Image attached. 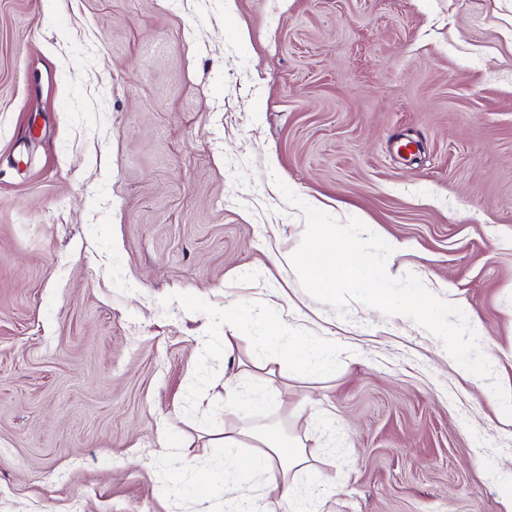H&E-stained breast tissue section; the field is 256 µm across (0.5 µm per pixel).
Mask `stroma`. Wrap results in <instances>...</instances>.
Instances as JSON below:
<instances>
[{"instance_id": "obj_1", "label": "stroma", "mask_w": 512, "mask_h": 512, "mask_svg": "<svg viewBox=\"0 0 512 512\" xmlns=\"http://www.w3.org/2000/svg\"><path fill=\"white\" fill-rule=\"evenodd\" d=\"M285 186L461 306L492 379L309 295ZM228 319L284 371L247 421L306 444L297 496L512 512V0H0V512H224ZM330 346L325 339L310 336L295 361L303 371L324 373L329 370L327 352Z\"/></svg>"}]
</instances>
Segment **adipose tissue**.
<instances>
[{
	"instance_id": "1",
	"label": "adipose tissue",
	"mask_w": 512,
	"mask_h": 512,
	"mask_svg": "<svg viewBox=\"0 0 512 512\" xmlns=\"http://www.w3.org/2000/svg\"><path fill=\"white\" fill-rule=\"evenodd\" d=\"M218 443L237 471L249 475L259 469L274 483L289 484L291 474L314 467L301 440L277 438L261 426L231 428Z\"/></svg>"
}]
</instances>
